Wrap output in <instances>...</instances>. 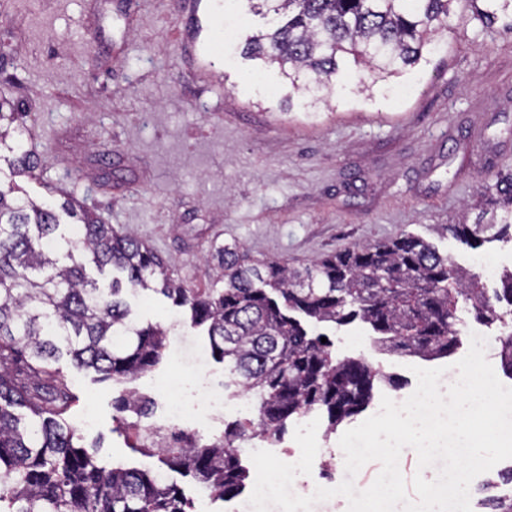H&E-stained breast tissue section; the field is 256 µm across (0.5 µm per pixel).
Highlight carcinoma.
<instances>
[{
  "label": "carcinoma",
  "mask_w": 512,
  "mask_h": 512,
  "mask_svg": "<svg viewBox=\"0 0 512 512\" xmlns=\"http://www.w3.org/2000/svg\"><path fill=\"white\" fill-rule=\"evenodd\" d=\"M266 20L241 54L275 64L288 90L307 106L328 103L339 77L354 66L372 84L390 83L430 62L432 35L448 28L462 0H247ZM483 26L502 20L512 30V0H469ZM0 99V159L13 174L33 177L36 150L25 147L24 113ZM473 223L443 224L453 237L479 248L512 241V172L497 174L481 192ZM74 219L70 234L63 217ZM89 253L98 270L126 273V286L97 287L74 253ZM216 284L186 288L148 244L120 234L73 197L37 203L0 188V512H188L183 491L166 478L190 476L213 501H229L247 487L240 442L283 432L288 420L315 409L330 429L358 414L385 373L358 359L338 360L331 343L306 322L336 327L369 325L382 351L445 358L461 343L457 304L469 301L488 328L506 327L495 302L512 304V269L486 296L478 277L457 266L429 240L402 235L317 258L302 270L259 261L236 242L214 247ZM153 291L188 310L205 327L211 356L240 390L257 396V416L224 426L211 443L187 448L142 444L133 450L158 457L157 470L100 464L82 446L66 415L73 394L58 362L68 357L98 381L125 383L162 361L166 331L135 323L123 290ZM500 363L512 375V332L501 339ZM137 391L114 401L125 432L137 429Z\"/></svg>",
  "instance_id": "1"
}]
</instances>
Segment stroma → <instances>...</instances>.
Here are the masks:
<instances>
[{
  "mask_svg": "<svg viewBox=\"0 0 512 512\" xmlns=\"http://www.w3.org/2000/svg\"><path fill=\"white\" fill-rule=\"evenodd\" d=\"M439 50L398 78L400 92L364 99L350 88L305 112L277 66L202 55L213 33L244 40L260 28L247 0H0V95L29 113L41 167L0 186L49 199L74 193L121 233L147 242L189 288L212 281L206 259L235 241L253 258L301 269L318 257L404 233L432 240L472 273L477 254L512 261V243L475 250L437 236L482 185L512 168V32L483 28L460 0ZM139 324L170 331L151 377L192 396L207 385L234 404L238 388L163 295L127 293ZM336 358L391 375L374 398L417 386L421 358L376 351L360 322L321 324ZM76 397L69 421L104 465L158 468L120 433L113 399L123 386L62 360Z\"/></svg>",
  "mask_w": 512,
  "mask_h": 512,
  "instance_id": "35a3bbf8",
  "label": "stroma"
}]
</instances>
